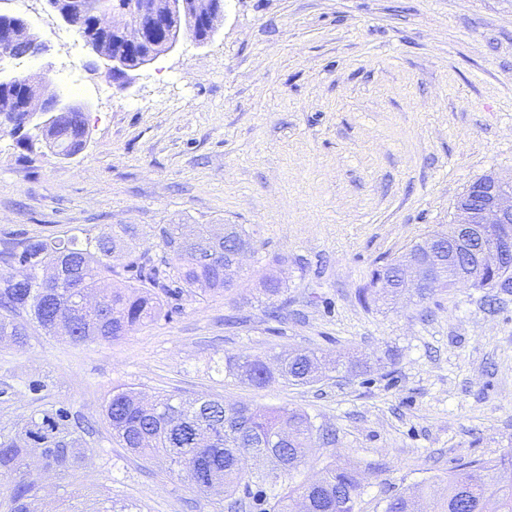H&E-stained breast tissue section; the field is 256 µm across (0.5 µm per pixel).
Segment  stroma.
Instances as JSON below:
<instances>
[{
	"label": "stroma",
	"instance_id": "35a3bbf8",
	"mask_svg": "<svg viewBox=\"0 0 512 512\" xmlns=\"http://www.w3.org/2000/svg\"><path fill=\"white\" fill-rule=\"evenodd\" d=\"M49 47L0 71L50 78L82 105L77 157L26 149L0 128V243L240 224L252 241L232 291L109 343L30 327L0 345V428L41 405L86 423L75 470H29L45 512H225L162 458L129 456L104 418L112 389L301 409L332 431L292 477L357 469L359 512L458 465L512 451V288L458 286L363 305L373 269L449 224L478 177L512 175V0H224L213 37L113 80L53 22L46 0H0ZM283 281L267 296L263 274ZM279 307L278 320L267 311ZM314 349L358 361L308 385L258 389L228 358ZM42 378L44 394L30 391Z\"/></svg>",
	"mask_w": 512,
	"mask_h": 512
}]
</instances>
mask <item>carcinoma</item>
<instances>
[{"mask_svg": "<svg viewBox=\"0 0 512 512\" xmlns=\"http://www.w3.org/2000/svg\"><path fill=\"white\" fill-rule=\"evenodd\" d=\"M77 24L74 33L93 51L121 57L126 44L150 26L159 35L143 44L154 59L167 51L170 38L202 34L198 22L224 7V0H69ZM119 12L124 24L106 30L92 21L102 12ZM0 32L16 43L25 58L31 29L14 17ZM33 78L17 75L0 85V113L19 111ZM85 113L62 112L50 125L20 135L31 148L37 142L57 148L70 159L87 144ZM210 227L188 224L162 228V254L136 250L135 231L118 226L110 235L84 238H25L0 250V263L18 274L0 276V344L24 343L27 326L16 320L24 312L46 333L73 342H112L136 326L155 322L180 309L184 296H204L231 288L224 279V254L251 247L242 226L231 225L222 241L211 240ZM401 258L374 270L361 298L379 300L378 285L395 275ZM339 361L327 363L310 351L280 355L272 362L241 355L225 365L229 375L257 388L278 380L314 383ZM105 416L112 434L135 457L162 455L185 474L203 495H222L228 507L243 491L259 512H356L362 486L352 470L328 465L320 478L268 497L267 490L298 470L314 432L319 430L302 410L226 404L222 399H183L165 394L152 399L126 388L112 390ZM79 427L65 407L33 412L14 433L0 431V480L9 484L8 512H42L40 486L29 478L27 458L41 449L45 468L65 474L81 460ZM424 488L388 498L383 512H421ZM435 512H512V453L487 461H468L448 475L446 493Z\"/></svg>", "mask_w": 512, "mask_h": 512, "instance_id": "1", "label": "carcinoma"}]
</instances>
